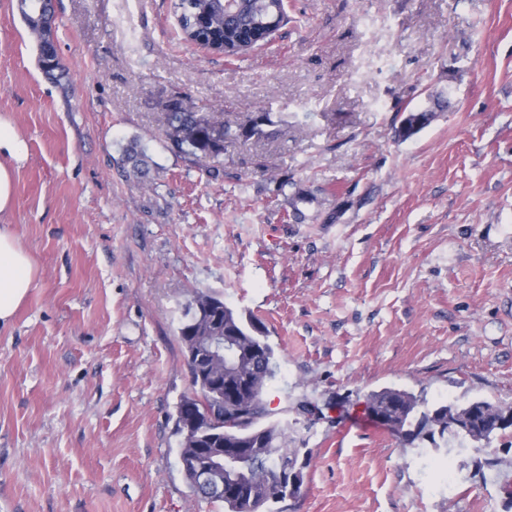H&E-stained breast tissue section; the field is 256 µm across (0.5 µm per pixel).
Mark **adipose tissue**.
Segmentation results:
<instances>
[{
    "instance_id": "ef3b65f1",
    "label": "adipose tissue",
    "mask_w": 512,
    "mask_h": 512,
    "mask_svg": "<svg viewBox=\"0 0 512 512\" xmlns=\"http://www.w3.org/2000/svg\"><path fill=\"white\" fill-rule=\"evenodd\" d=\"M26 148L13 125L0 118V216L14 202L13 166L24 161ZM36 270L10 225H0V325L12 321L34 286Z\"/></svg>"
}]
</instances>
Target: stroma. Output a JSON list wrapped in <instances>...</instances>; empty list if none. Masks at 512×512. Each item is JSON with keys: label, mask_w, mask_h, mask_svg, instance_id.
I'll return each mask as SVG.
<instances>
[{"label": "stroma", "mask_w": 512, "mask_h": 512, "mask_svg": "<svg viewBox=\"0 0 512 512\" xmlns=\"http://www.w3.org/2000/svg\"><path fill=\"white\" fill-rule=\"evenodd\" d=\"M288 2L228 59L180 39L174 0H52L56 84L0 0V117L27 147L7 221L37 271L0 328V512H224L174 425L176 327L209 290L264 324L270 418L311 456L279 512H512V429L477 449L350 421L384 387L512 403V0ZM188 105L262 132L187 157Z\"/></svg>", "instance_id": "35a3bbf8"}]
</instances>
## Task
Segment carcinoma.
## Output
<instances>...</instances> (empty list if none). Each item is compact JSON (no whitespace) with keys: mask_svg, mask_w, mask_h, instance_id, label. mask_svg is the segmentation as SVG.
<instances>
[{"mask_svg":"<svg viewBox=\"0 0 512 512\" xmlns=\"http://www.w3.org/2000/svg\"><path fill=\"white\" fill-rule=\"evenodd\" d=\"M51 0H19L23 19L37 39L39 61L43 72L51 79L64 75L58 58L52 21L47 18ZM174 9L186 41L201 45L227 57L243 56L266 43L272 36L280 16L286 11L283 0H175ZM172 145L180 152L196 156L200 144L210 141L209 129L218 127L222 135H232L231 128L218 116L203 118L183 109L169 117ZM126 162L132 171L145 175L150 158L137 143L125 149ZM224 332L225 338L240 351L252 355L237 358L224 353V402L217 401L211 388V378L191 373L193 395L182 397L176 405L175 418H180L187 405L197 409L224 411L213 431L224 435L225 466L241 472L242 483L224 494L204 496L214 505L224 506L225 512H273L271 506L299 493L290 490L276 497L270 494V484L278 479V467L297 460L305 451L292 446L288 427L266 420L264 402L267 383L275 376V351L267 340L262 323L252 315H243L224 303L217 292L195 293L184 306L177 327L181 342L209 330ZM366 412H375L378 423L391 425V432L408 443L435 437H448V415L473 417L474 433L469 442L485 446L500 432L501 414L512 415V404L474 400L465 405L437 403L429 405L426 398L412 392L384 388L371 392L363 401Z\"/></svg>","mask_w":512,"mask_h":512,"instance_id":"obj_1","label":"carcinoma"}]
</instances>
